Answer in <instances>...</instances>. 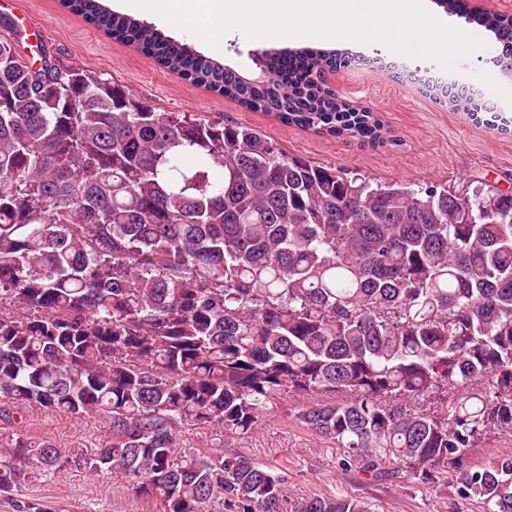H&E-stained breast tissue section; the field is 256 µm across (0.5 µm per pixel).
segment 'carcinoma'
Wrapping results in <instances>:
<instances>
[{"label":"carcinoma","mask_w":512,"mask_h":512,"mask_svg":"<svg viewBox=\"0 0 512 512\" xmlns=\"http://www.w3.org/2000/svg\"><path fill=\"white\" fill-rule=\"evenodd\" d=\"M67 6L250 111L380 141L376 114L310 78L348 51L300 48L285 79L266 50L248 79L102 0ZM477 22L512 32V15ZM287 395L303 400L290 418L370 478L451 476L512 512V456L469 462L512 434V194L374 186L42 51L30 63L0 32V493L78 462L157 512H370L295 499L244 455L175 456L180 425L246 435ZM33 411L97 413L112 437L36 446Z\"/></svg>","instance_id":"carcinoma-1"}]
</instances>
